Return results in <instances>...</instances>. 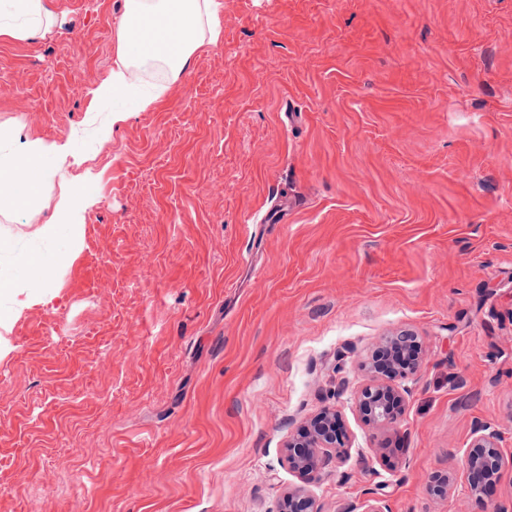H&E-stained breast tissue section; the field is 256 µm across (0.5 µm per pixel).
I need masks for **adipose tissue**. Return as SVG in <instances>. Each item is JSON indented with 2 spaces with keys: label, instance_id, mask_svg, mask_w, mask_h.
<instances>
[{
  "label": "adipose tissue",
  "instance_id": "1",
  "mask_svg": "<svg viewBox=\"0 0 512 512\" xmlns=\"http://www.w3.org/2000/svg\"><path fill=\"white\" fill-rule=\"evenodd\" d=\"M222 8L223 0H125L114 65L92 92L91 111L106 115L97 129L99 140H108L113 127L132 114L158 104L193 54L218 43ZM54 25L44 0H0V40L27 41ZM148 66L163 70V79L143 84Z\"/></svg>",
  "mask_w": 512,
  "mask_h": 512
}]
</instances>
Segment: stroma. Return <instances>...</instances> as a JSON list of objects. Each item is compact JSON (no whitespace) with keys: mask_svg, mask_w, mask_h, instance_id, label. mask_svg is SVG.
Masks as SVG:
<instances>
[{"mask_svg":"<svg viewBox=\"0 0 512 512\" xmlns=\"http://www.w3.org/2000/svg\"><path fill=\"white\" fill-rule=\"evenodd\" d=\"M124 2L45 0L50 33L0 41L12 149L69 141L99 178L54 298L0 325V512H278L289 436L401 331L399 438L337 400L351 457L313 492L471 512L428 484L477 421L512 455V0H223L218 44L99 143ZM59 192L0 237L40 245Z\"/></svg>","mask_w":512,"mask_h":512,"instance_id":"1","label":"stroma"}]
</instances>
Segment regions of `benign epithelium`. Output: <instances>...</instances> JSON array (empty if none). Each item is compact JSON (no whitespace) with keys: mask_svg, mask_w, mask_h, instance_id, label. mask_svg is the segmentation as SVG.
<instances>
[{"mask_svg":"<svg viewBox=\"0 0 512 512\" xmlns=\"http://www.w3.org/2000/svg\"><path fill=\"white\" fill-rule=\"evenodd\" d=\"M423 361L420 338L412 332L384 336L362 357L361 368L366 379L352 391V406L364 424L383 435L397 432L410 395L408 382L420 371ZM341 420L336 406H325L288 440L285 457L299 484L282 497L279 512H324L310 485L330 467L343 464L351 457L352 445L346 436L339 435ZM500 439L493 422H477L463 451L462 474L449 471L434 475L428 485L429 493L436 498H449L461 476L476 507L512 512V503L505 506L494 498L505 470ZM341 512H390V509L373 492L344 505Z\"/></svg>","mask_w":512,"mask_h":512,"instance_id":"benign-epithelium-1","label":"benign epithelium"}]
</instances>
